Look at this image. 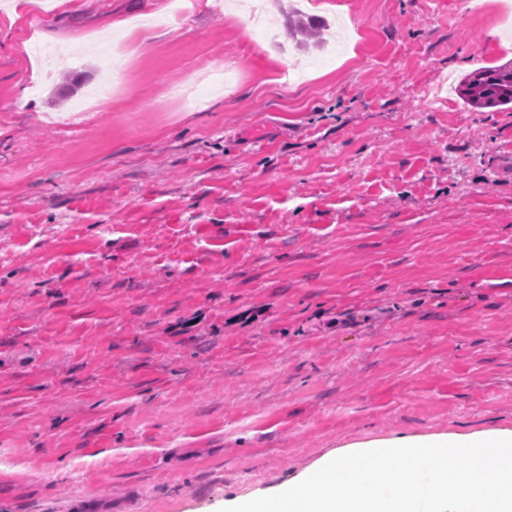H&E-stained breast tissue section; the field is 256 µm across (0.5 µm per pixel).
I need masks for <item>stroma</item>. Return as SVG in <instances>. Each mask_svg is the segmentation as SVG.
I'll return each mask as SVG.
<instances>
[{
    "mask_svg": "<svg viewBox=\"0 0 512 512\" xmlns=\"http://www.w3.org/2000/svg\"><path fill=\"white\" fill-rule=\"evenodd\" d=\"M0 0V512H220L342 445L512 426V0ZM123 29H116V22ZM113 95L84 111L94 90ZM327 31L326 26L320 23H314L311 20H304L298 15H288V35L292 39H296L299 47L306 46L305 41L315 40L318 46H321L325 40L323 39V32ZM300 36V40L298 39ZM458 93L472 107L512 108V62L470 72L461 79Z\"/></svg>",
    "mask_w": 512,
    "mask_h": 512,
    "instance_id": "35a3bbf8",
    "label": "stroma"
}]
</instances>
